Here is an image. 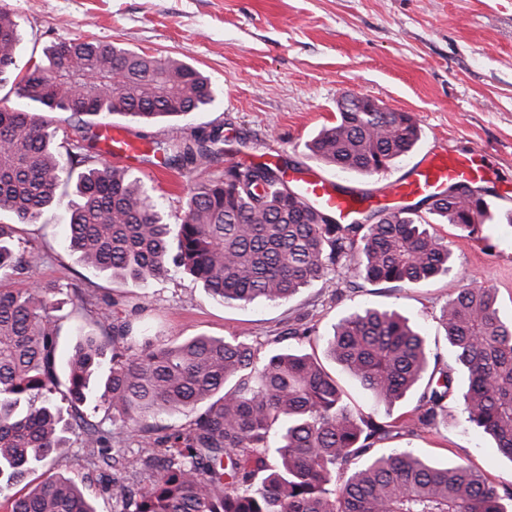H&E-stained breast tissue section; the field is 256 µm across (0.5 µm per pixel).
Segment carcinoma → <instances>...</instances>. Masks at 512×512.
<instances>
[{"instance_id":"carcinoma-1","label":"carcinoma","mask_w":512,"mask_h":512,"mask_svg":"<svg viewBox=\"0 0 512 512\" xmlns=\"http://www.w3.org/2000/svg\"><path fill=\"white\" fill-rule=\"evenodd\" d=\"M19 22L0 8V84L12 81L29 111L0 106V276L37 267L36 248L15 249L14 224L37 222L73 189L63 241L84 266L134 284L173 272L201 281L227 306L282 302L328 274L351 271L371 283L418 285L455 264L444 237L428 229L419 206L340 223L288 182V163L242 166L194 184L178 224L128 169L99 160L98 133L64 152L58 124L125 115L141 122L207 112L216 90L177 57L140 54L98 40L59 41L17 65ZM420 128L407 112H346L307 144L325 165L374 175L407 155ZM170 167L196 169L224 155L223 128H195L156 143ZM437 224L475 231L489 204L464 190L422 198ZM56 285L0 284V507L4 512H97L80 487L59 474L28 493H9L35 467L66 459V433L83 435L92 464L113 468L112 431L79 418L66 423L51 395L56 373ZM96 329L67 361L74 406L112 409V424L141 448L135 479L106 490L117 512H512L467 466L440 463L411 448L376 444L393 433L437 428L454 393V369L431 353L422 328L395 309L361 306L325 340L327 357L377 403L418 395L412 413L388 421L350 405L316 357L289 347L259 356L237 336H195L154 343L135 318L107 301ZM440 320L455 363L466 375L460 414L512 462V318L492 288L460 289ZM315 335L303 319L285 340ZM192 413L186 428L157 420Z\"/></svg>"}]
</instances>
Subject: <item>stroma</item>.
<instances>
[{"instance_id": "1", "label": "stroma", "mask_w": 512, "mask_h": 512, "mask_svg": "<svg viewBox=\"0 0 512 512\" xmlns=\"http://www.w3.org/2000/svg\"><path fill=\"white\" fill-rule=\"evenodd\" d=\"M17 17L20 61L41 57L61 40L96 39L158 57H178L208 76L219 97L211 110L177 122L144 123L112 115L110 123L154 144L198 127L220 125L226 139L221 161L193 171L164 169L146 153L134 171L159 197L169 218L182 216L189 187L220 175L226 163L248 165L281 157L298 178L319 172L338 187L371 191L383 179L404 174L435 144L492 165L480 188L512 195V0H0ZM347 94L377 100L414 115L421 130L416 148L384 177H365L324 165L306 148L336 120V102ZM68 204L60 202L37 223L16 227L19 248H37L43 264L14 275L10 288L31 280L86 288L82 311L60 322L58 359H65L80 328H92L107 300L120 315L141 306L140 317L157 341L194 336H237L260 354L281 347V332L305 318L317 336L303 352L323 356L322 334L346 312L365 304L392 307L416 320L444 362L452 356L439 324L442 306L465 285L496 289L503 314L512 313V226L488 222L468 233L449 224L438 232L450 243L455 267L420 285L360 282L334 273L333 284L315 282L285 302L257 300L228 307L201 283L178 273L139 286L83 266L61 245ZM67 459L38 466L25 484L62 473L72 477L98 512H114L106 479L131 472L141 454L133 443L115 444L123 458L104 476L88 473L81 432L70 435ZM388 448H412L439 462L475 469L497 488H512V462L460 417L457 397L448 400V422L421 436H390Z\"/></svg>"}]
</instances>
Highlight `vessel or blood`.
<instances>
[{
    "instance_id": "b4317fda",
    "label": "vessel or blood",
    "mask_w": 512,
    "mask_h": 512,
    "mask_svg": "<svg viewBox=\"0 0 512 512\" xmlns=\"http://www.w3.org/2000/svg\"><path fill=\"white\" fill-rule=\"evenodd\" d=\"M100 135L107 153L124 162L136 163L145 152L143 145L129 138L123 130L105 125L101 127ZM475 179V172L466 158L452 155L448 149L438 147L430 149L406 174L386 184L384 191L405 203ZM303 191L314 204L343 218L352 215L358 201L357 196L337 190L332 181L321 175L304 180Z\"/></svg>"
}]
</instances>
